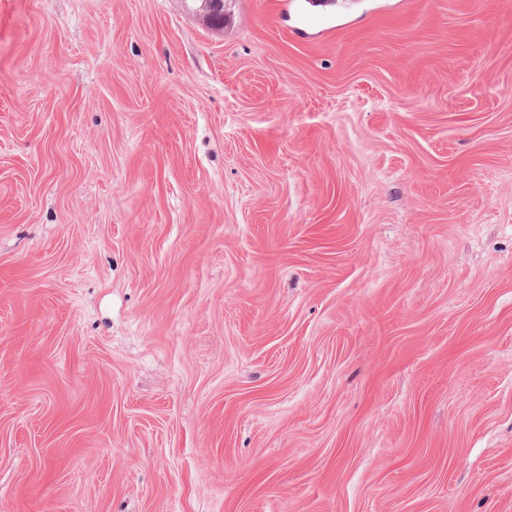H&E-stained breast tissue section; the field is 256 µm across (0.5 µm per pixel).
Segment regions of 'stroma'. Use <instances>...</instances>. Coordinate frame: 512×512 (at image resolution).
<instances>
[{
    "label": "stroma",
    "mask_w": 512,
    "mask_h": 512,
    "mask_svg": "<svg viewBox=\"0 0 512 512\" xmlns=\"http://www.w3.org/2000/svg\"><path fill=\"white\" fill-rule=\"evenodd\" d=\"M0 0V512H512V0Z\"/></svg>",
    "instance_id": "35a3bbf8"
}]
</instances>
